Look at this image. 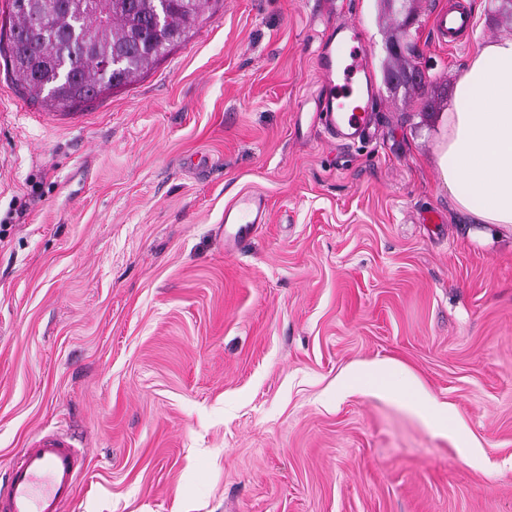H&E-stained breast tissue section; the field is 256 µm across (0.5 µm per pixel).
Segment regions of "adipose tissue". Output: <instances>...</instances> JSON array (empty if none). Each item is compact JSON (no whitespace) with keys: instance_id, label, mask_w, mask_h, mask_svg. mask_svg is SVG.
<instances>
[{"instance_id":"ef3b65f1","label":"adipose tissue","mask_w":512,"mask_h":512,"mask_svg":"<svg viewBox=\"0 0 512 512\" xmlns=\"http://www.w3.org/2000/svg\"><path fill=\"white\" fill-rule=\"evenodd\" d=\"M435 162L459 210L477 224L512 225V39L478 44L435 135ZM345 388L374 386L445 429L455 411L433 401L415 379L377 360L349 372Z\"/></svg>"}]
</instances>
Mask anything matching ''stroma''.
<instances>
[{
  "label": "stroma",
  "instance_id": "obj_1",
  "mask_svg": "<svg viewBox=\"0 0 512 512\" xmlns=\"http://www.w3.org/2000/svg\"><path fill=\"white\" fill-rule=\"evenodd\" d=\"M459 2L474 27L440 45L431 17ZM410 3L420 93L383 82L389 0H209L74 120L0 63V475L60 428L86 451L68 512H512V226L470 223L434 155L465 63L512 15ZM344 18L378 92L375 140L347 146L295 123ZM241 193L269 219L229 249ZM376 360L462 435L337 395Z\"/></svg>",
  "mask_w": 512,
  "mask_h": 512
}]
</instances>
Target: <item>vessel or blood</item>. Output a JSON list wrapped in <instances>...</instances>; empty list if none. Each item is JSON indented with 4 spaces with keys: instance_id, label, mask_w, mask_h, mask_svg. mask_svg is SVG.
I'll list each match as a JSON object with an SVG mask.
<instances>
[{
    "instance_id": "vessel-or-blood-1",
    "label": "vessel or blood",
    "mask_w": 512,
    "mask_h": 512,
    "mask_svg": "<svg viewBox=\"0 0 512 512\" xmlns=\"http://www.w3.org/2000/svg\"><path fill=\"white\" fill-rule=\"evenodd\" d=\"M362 28L344 19L330 27L315 57L319 89L311 111L314 124L346 144L370 135L368 106L354 103L360 79L370 76ZM267 202L242 194L224 208V238L237 245L267 221ZM85 452L61 431L38 436L0 477V512H66L78 492Z\"/></svg>"
}]
</instances>
